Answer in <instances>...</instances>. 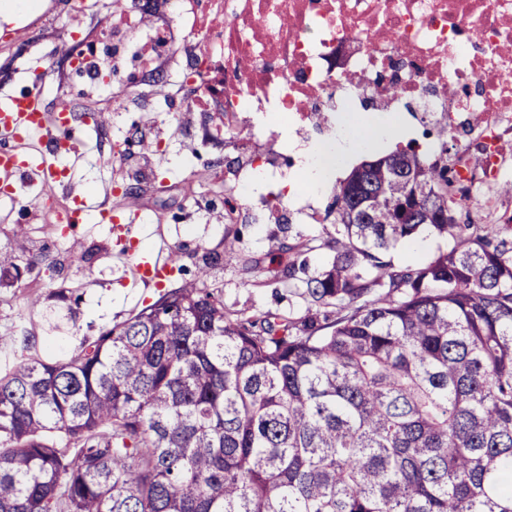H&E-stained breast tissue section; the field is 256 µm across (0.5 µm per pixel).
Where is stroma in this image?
Here are the masks:
<instances>
[{
    "label": "stroma",
    "mask_w": 512,
    "mask_h": 512,
    "mask_svg": "<svg viewBox=\"0 0 512 512\" xmlns=\"http://www.w3.org/2000/svg\"><path fill=\"white\" fill-rule=\"evenodd\" d=\"M0 0V103L15 95L34 79L45 86L42 109L56 112L62 107L87 105L95 109H110V102L101 97L86 95L59 96L54 88L68 71L64 54L59 53V33L56 25H48L46 36L27 42L17 34L18 28L34 22L42 12L57 15L65 10V0H33L30 10L17 12L6 9ZM129 111L113 115L110 127L99 130L88 128L80 134L78 150L67 160L68 178L78 194L101 198V188L117 175L130 174L141 181L138 198L149 221L133 225L127 235H119L108 224H76L65 228L61 246L50 247V219L39 207L40 178L32 173L19 177L23 191L16 204L0 207V248H15L13 224L28 226L26 247L40 254V263L27 271L14 288L0 289V332L10 328L27 330L39 336H56L53 351L67 356L82 337L92 336L99 329L135 314L145 299L155 296L160 287L156 283H133L129 265L130 256H147L156 246L166 245L176 264L190 268L197 263L203 249L221 250L225 234L241 233L245 251L243 259H228L217 266L214 275L224 295L227 309L249 315L266 311L302 315L307 303L301 289L288 288L279 283L270 287L255 286L258 278H267L269 271L279 270L289 257L280 250L285 239L302 237L312 240L315 249L309 255L311 267L327 264L332 254L325 243L336 234V222L330 206L339 181L346 177L338 172L335 180L327 183L320 196L319 215H289L287 223L271 224L246 221L245 216L253 198L265 194L264 186L256 185L242 195L238 203L244 219L240 224H214L207 212L198 210V199L213 193L224 181L223 174L236 162V153L227 142L208 144L202 158H195L169 143L164 156L144 158L140 149L131 156L116 160L111 170L98 164L100 155L110 153L114 143L123 140L129 129L147 130L149 124H166L170 118L161 110L160 89L140 83L129 91ZM397 132L385 141V151L411 143L421 151L446 143L449 155H456L461 147L457 136L439 140L431 125L420 122L418 113H403L396 121ZM215 164V175L201 179V160ZM76 251L90 253L87 264L74 266L69 256ZM74 288L82 295L78 305L47 301L37 312H28L25 296L33 291L48 292L58 287Z\"/></svg>",
    "instance_id": "obj_1"
}]
</instances>
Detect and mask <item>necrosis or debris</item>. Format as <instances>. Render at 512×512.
<instances>
[{"label": "necrosis or debris", "mask_w": 512, "mask_h": 512, "mask_svg": "<svg viewBox=\"0 0 512 512\" xmlns=\"http://www.w3.org/2000/svg\"><path fill=\"white\" fill-rule=\"evenodd\" d=\"M177 52L202 68L182 82L174 120L197 97L238 141L237 196L277 178L275 138L238 139L262 112L297 127L335 132L347 112L399 114L416 103L449 132L480 131V163H454L458 180L488 186L504 173L502 129L512 126V0H174Z\"/></svg>", "instance_id": "obj_1"}]
</instances>
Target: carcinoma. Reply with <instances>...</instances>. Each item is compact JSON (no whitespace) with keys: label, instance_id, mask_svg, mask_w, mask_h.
<instances>
[{"label":"carcinoma","instance_id":"cac0c4a2","mask_svg":"<svg viewBox=\"0 0 512 512\" xmlns=\"http://www.w3.org/2000/svg\"><path fill=\"white\" fill-rule=\"evenodd\" d=\"M444 148L354 167L305 315L224 308L242 239L65 358L0 336V512H512V239L453 217ZM453 241L396 268L399 243ZM26 265L0 249V288ZM78 301L72 288L26 304Z\"/></svg>","mask_w":512,"mask_h":512}]
</instances>
